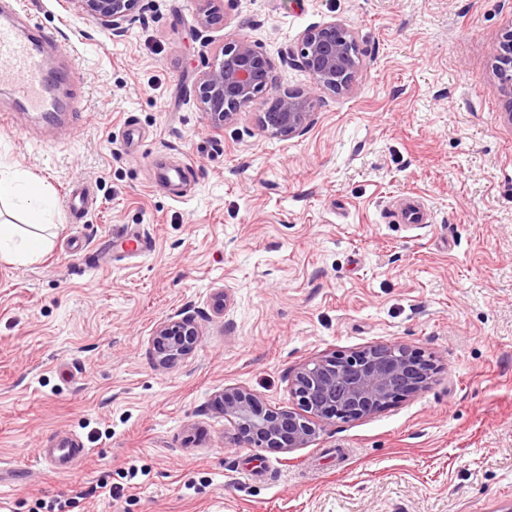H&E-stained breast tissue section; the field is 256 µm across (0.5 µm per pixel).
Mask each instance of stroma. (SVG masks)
<instances>
[{
    "label": "stroma",
    "mask_w": 512,
    "mask_h": 512,
    "mask_svg": "<svg viewBox=\"0 0 512 512\" xmlns=\"http://www.w3.org/2000/svg\"><path fill=\"white\" fill-rule=\"evenodd\" d=\"M24 3L16 24L34 17L71 52L43 49L65 76L56 122L19 111L0 82V111L17 113L0 125V170L55 201L50 248L0 258V512L56 496L77 497L73 512L512 505V94L492 55L512 0H224V26L207 31L196 0H141L118 32L62 0ZM334 20L355 31L360 67L349 93L315 96L307 131L264 136L259 101L211 124L194 88L220 46L248 39L274 93L304 92L292 54ZM182 164L180 189L163 188L159 167ZM406 192L431 223L389 222ZM134 233L149 254H133ZM104 239L112 263L88 271ZM177 312L199 343L163 369L151 336ZM378 344L431 359L429 386L322 422L307 447H246L213 404L243 386L296 409L302 364ZM60 430L89 450L62 472L39 460Z\"/></svg>",
    "instance_id": "1"
}]
</instances>
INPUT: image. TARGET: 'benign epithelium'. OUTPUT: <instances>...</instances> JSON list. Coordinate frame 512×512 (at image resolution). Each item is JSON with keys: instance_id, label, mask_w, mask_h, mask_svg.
Masks as SVG:
<instances>
[{"instance_id": "benign-epithelium-1", "label": "benign epithelium", "mask_w": 512, "mask_h": 512, "mask_svg": "<svg viewBox=\"0 0 512 512\" xmlns=\"http://www.w3.org/2000/svg\"><path fill=\"white\" fill-rule=\"evenodd\" d=\"M78 13L103 29L117 31L131 22L141 0H66ZM197 23L208 30L224 24L223 0H196ZM498 78L512 92V32L493 48ZM296 65L309 73L321 93L345 94L360 66L356 33L340 22L308 29L298 46ZM273 64L250 41L224 44L199 77L198 103L216 128L233 122L238 113L272 89ZM310 93L271 96L274 110L258 115L259 127L272 138L305 132L313 122ZM199 330L190 316L173 314L153 331L157 366L171 368L197 347ZM433 365L403 345H371L345 356H320L296 372L291 393L299 411L273 409L243 387H226L215 395L250 448L287 453L304 448L318 436L321 418L369 416L389 403L422 391Z\"/></svg>"}]
</instances>
